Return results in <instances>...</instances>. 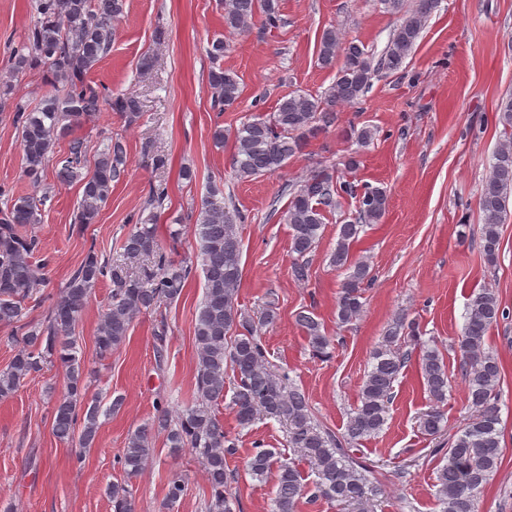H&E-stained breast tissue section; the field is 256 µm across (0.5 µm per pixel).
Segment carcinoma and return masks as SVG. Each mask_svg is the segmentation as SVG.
Listing matches in <instances>:
<instances>
[{
    "mask_svg": "<svg viewBox=\"0 0 512 512\" xmlns=\"http://www.w3.org/2000/svg\"><path fill=\"white\" fill-rule=\"evenodd\" d=\"M386 8L399 15L398 24L381 58L355 40H345L334 27L323 30L317 62L336 69V79L321 97L293 92L276 111L254 116L233 131L235 152L232 168L240 180L273 175L288 159L308 143L336 126L339 106L353 105L364 96L379 70L396 72L403 68L421 37L425 22L439 0H383ZM224 30L241 34L257 16L273 27L279 22V0H221ZM125 0H37L38 18L28 32L29 52L18 50L10 72L23 73L38 66L46 68L52 87L32 109L18 104L13 121L18 129L23 173L37 183L50 162L58 167L64 183L76 181L81 198L76 219L86 226L95 224L112 196V183L119 180L126 161V146L119 138H109L95 155L93 167L82 172L87 157L85 139L70 136L72 127L92 112L118 113L127 123L142 116L140 100L132 94H106L86 80L112 46V22L124 15ZM230 48L217 38L208 54L212 66L208 83L213 106L222 112L233 107L241 95L237 72L221 63ZM502 139L492 156L489 175L482 185L479 209L481 252L488 265L496 264L501 240L500 228L512 216V94L498 103ZM357 149L348 154L345 169L359 165L360 149L369 145L374 132L368 126L351 125L345 131ZM69 138L67 151L54 156L56 141ZM289 195L283 220L288 224L293 256L289 273L296 282L310 276L315 252L327 217L341 209L344 196L356 199L352 218L336 225L337 241L331 264L348 271L336 301V318L341 324L357 320L363 313V290L372 281L371 265L364 256L355 257L353 247L368 224H378L385 216L389 197L380 187L357 193L355 186L336 175V170L317 167L300 184L283 188ZM46 198L19 196L0 210V324L22 319L26 302L42 303L39 297L43 273L31 261L34 238L22 232L40 223ZM242 216L224 202V188L209 183L201 200L195 224L199 257L204 277V293L194 324L197 375L194 397L177 419L161 406L149 422L130 434L117 464L126 476L140 474L162 435L174 451L187 449L201 463L210 487L205 512H234L226 488L234 475L226 469L225 457L235 452L224 433L218 406L224 401L227 377H233L232 409L238 425L249 426L259 415L285 423L288 447L299 460L308 463L316 480L312 498L336 504L340 512H372L381 489L369 466L349 454L350 446L378 435L387 423L393 401L394 383L411 359H416L432 405L419 416V428L427 436L445 430L443 405L448 400V369L439 349L421 345L419 351L402 350L414 340L415 323L396 317L371 356L356 404L347 416L342 435L324 428L315 419L309 399L286 376L273 371L261 341V330L272 327L278 314L271 306L254 318L237 306V292L243 277L242 247L238 223ZM124 251L144 257L147 264L137 274L118 263L99 259L91 251L66 282L62 293L49 306L44 320L24 324L22 337L6 369L0 370V399L15 394L29 376L56 363L63 371L64 386L53 408L52 430L64 441H78L73 460L82 464L95 444L100 415L110 414L120 399L102 407V401L88 397V383L79 356L76 327L88 303L90 292L100 281L112 283L110 301L97 328L95 345L100 354L118 348L128 335L134 318L143 311L160 316L176 302L187 286L192 268L176 266L168 260L157 240V213L137 215L135 229L126 238ZM508 317L497 294L482 288L470 296L466 322L458 337L460 369L466 382L467 422L448 438V447L435 452L447 455V463L437 473L435 496L440 512H478L480 494L497 473L502 460L500 383L502 365L490 349L486 336ZM303 328L314 355L326 357L334 347L323 325L313 315L300 313ZM246 471L264 482L274 476L272 512H298L305 492L298 464L274 448H258L246 461ZM113 512H135V499L127 483L108 487Z\"/></svg>",
    "mask_w": 512,
    "mask_h": 512,
    "instance_id": "obj_1",
    "label": "carcinoma"
}]
</instances>
